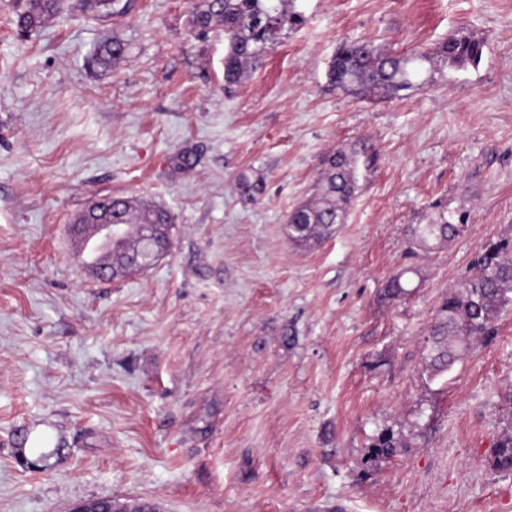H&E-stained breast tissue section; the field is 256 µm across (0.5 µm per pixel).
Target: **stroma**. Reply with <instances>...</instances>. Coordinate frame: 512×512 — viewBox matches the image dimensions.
I'll return each mask as SVG.
<instances>
[{
	"mask_svg": "<svg viewBox=\"0 0 512 512\" xmlns=\"http://www.w3.org/2000/svg\"><path fill=\"white\" fill-rule=\"evenodd\" d=\"M64 0L18 36L0 0V512H72L109 497L160 512H512L494 453L512 427V309L431 380L424 361L449 287L512 238V0H298L232 91L224 30L191 0ZM467 34L480 64L387 98L336 91L344 40L398 54ZM125 48L97 62L106 42ZM367 143L344 224L300 248L289 211L318 159ZM195 164L176 170L175 152ZM263 177L257 200L238 176ZM174 216L172 249L97 281L72 222L95 198ZM467 212L433 250L410 225ZM417 271L410 292L386 281ZM43 435L22 449V427ZM390 428L405 448L370 458Z\"/></svg>",
	"mask_w": 512,
	"mask_h": 512,
	"instance_id": "1",
	"label": "stroma"
}]
</instances>
